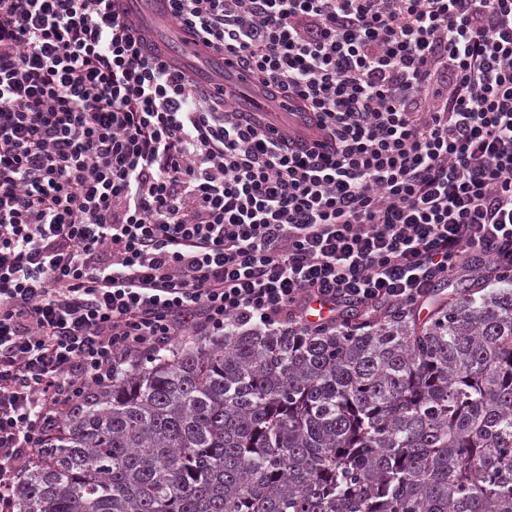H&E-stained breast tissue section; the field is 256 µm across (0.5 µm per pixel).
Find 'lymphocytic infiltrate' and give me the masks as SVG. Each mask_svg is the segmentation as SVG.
I'll list each match as a JSON object with an SVG mask.
<instances>
[{"mask_svg": "<svg viewBox=\"0 0 512 512\" xmlns=\"http://www.w3.org/2000/svg\"><path fill=\"white\" fill-rule=\"evenodd\" d=\"M121 0H0V512L113 369L512 271V0H171L312 139Z\"/></svg>", "mask_w": 512, "mask_h": 512, "instance_id": "lymphocytic-infiltrate-1", "label": "lymphocytic infiltrate"}]
</instances>
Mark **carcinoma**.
I'll use <instances>...</instances> for the list:
<instances>
[{
  "label": "carcinoma",
  "mask_w": 512,
  "mask_h": 512,
  "mask_svg": "<svg viewBox=\"0 0 512 512\" xmlns=\"http://www.w3.org/2000/svg\"><path fill=\"white\" fill-rule=\"evenodd\" d=\"M344 326L229 324L112 374L15 512H512V274Z\"/></svg>",
  "instance_id": "cac0c4a2"
}]
</instances>
